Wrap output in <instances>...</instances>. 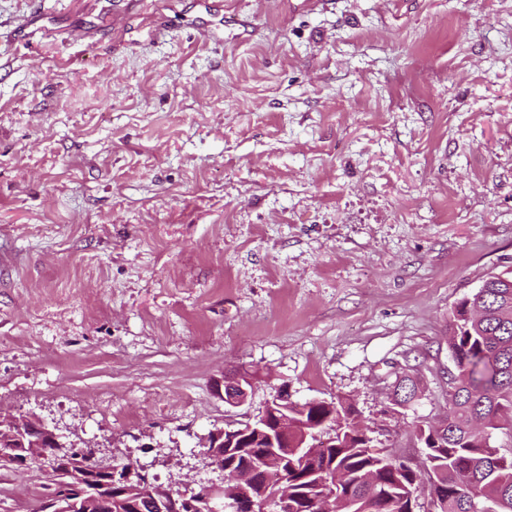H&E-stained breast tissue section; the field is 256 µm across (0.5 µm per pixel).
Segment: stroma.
I'll return each mask as SVG.
<instances>
[{
    "mask_svg": "<svg viewBox=\"0 0 512 512\" xmlns=\"http://www.w3.org/2000/svg\"><path fill=\"white\" fill-rule=\"evenodd\" d=\"M110 3L0 0V414L182 492L245 370L237 416L340 399L420 464L452 311L512 271V0H220L212 42ZM40 494L0 469V512ZM252 377L245 372L224 375V403L232 408L246 405L253 394ZM418 382L408 374H405L396 382L393 390V401L396 405L406 406L418 396Z\"/></svg>",
    "mask_w": 512,
    "mask_h": 512,
    "instance_id": "1",
    "label": "stroma"
}]
</instances>
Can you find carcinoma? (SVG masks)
<instances>
[{
  "label": "carcinoma",
  "instance_id": "obj_1",
  "mask_svg": "<svg viewBox=\"0 0 512 512\" xmlns=\"http://www.w3.org/2000/svg\"><path fill=\"white\" fill-rule=\"evenodd\" d=\"M451 330L448 350L455 375L441 423L416 430L425 448L420 468L372 453L371 439L355 423L351 405L339 399H321L305 411L288 408L306 434H324L313 447L315 457L306 461L291 447L305 433H289L290 448L278 449L295 463L289 471L299 494L295 512H319L323 482L334 470L347 475L336 486V497L346 503L342 512H417L419 489L428 492L430 512H512V275L491 277L459 302ZM418 390L417 380L406 374L394 386L393 401L406 406ZM503 433L509 437L506 447L497 443ZM266 451L264 438L252 436L243 447L224 452V463L258 466ZM36 472L40 499L59 496L69 501L68 512H82L81 488L66 477ZM282 479L274 469L258 473L255 493L271 492ZM99 488L100 512H151L144 485L136 489L139 507L115 499L107 477Z\"/></svg>",
  "mask_w": 512,
  "mask_h": 512
}]
</instances>
